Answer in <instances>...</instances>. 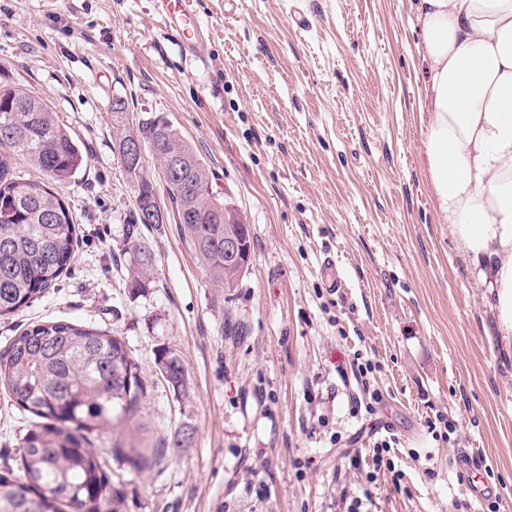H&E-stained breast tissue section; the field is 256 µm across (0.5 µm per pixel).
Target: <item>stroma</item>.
<instances>
[{
	"mask_svg": "<svg viewBox=\"0 0 512 512\" xmlns=\"http://www.w3.org/2000/svg\"><path fill=\"white\" fill-rule=\"evenodd\" d=\"M296 4L307 30L291 21ZM197 8L207 37L192 59L156 0H0V86L46 102L84 154L53 185L79 226L73 263L0 318V351L37 321L125 339L146 385L141 428L91 438L125 512H336L345 496L365 512H486L457 481L464 451L486 460L512 503V356L435 214L411 0H239L229 19L224 0ZM117 96L128 112H113ZM155 116L249 226L252 263L234 290L212 285L171 223L141 225L156 281L128 286L133 194L116 144ZM161 347L183 365L185 392L162 379ZM359 354L377 365L372 415L351 412ZM438 413L456 423L450 440L427 429ZM33 422L0 388V468L16 466ZM388 436L400 492L389 475L366 479ZM133 440L157 455L140 472L112 456Z\"/></svg>",
	"mask_w": 512,
	"mask_h": 512,
	"instance_id": "1",
	"label": "stroma"
}]
</instances>
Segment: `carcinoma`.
Returning <instances> with one entry per match:
<instances>
[{
  "label": "carcinoma",
  "instance_id": "obj_1",
  "mask_svg": "<svg viewBox=\"0 0 512 512\" xmlns=\"http://www.w3.org/2000/svg\"><path fill=\"white\" fill-rule=\"evenodd\" d=\"M138 135L151 148L161 173L176 154L187 160V182L165 183L168 220L179 225L220 288H235L242 269L224 263V200L214 196L205 163L163 118L141 123ZM0 317L19 311L57 285L75 257L71 209L48 185L17 171L24 161L56 181L73 177L83 153L56 113L41 99L14 86H0ZM133 224L155 206L154 176L131 169ZM129 280L135 288L155 282L150 251L130 241ZM121 336L67 321L36 323L13 337L0 353V386L38 421L21 438V474L0 472V512H123L124 499L89 436L129 423L139 412L145 385ZM173 391H185L183 366L165 348L156 354ZM140 470L148 456L139 448L113 449Z\"/></svg>",
  "mask_w": 512,
  "mask_h": 512
}]
</instances>
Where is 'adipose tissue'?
<instances>
[{
	"label": "adipose tissue",
	"mask_w": 512,
	"mask_h": 512,
	"mask_svg": "<svg viewBox=\"0 0 512 512\" xmlns=\"http://www.w3.org/2000/svg\"><path fill=\"white\" fill-rule=\"evenodd\" d=\"M415 10L435 212L512 350V0H415Z\"/></svg>",
	"instance_id": "adipose-tissue-1"
}]
</instances>
